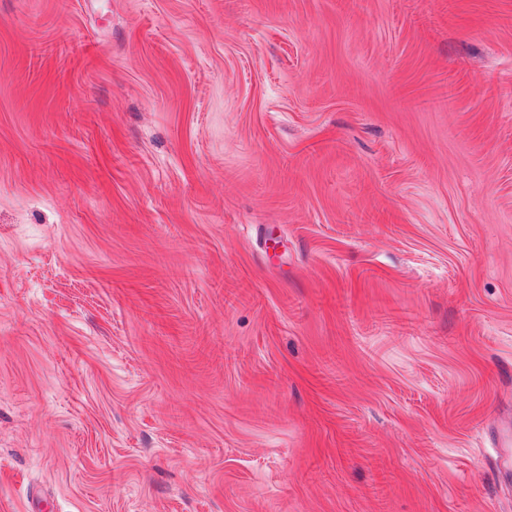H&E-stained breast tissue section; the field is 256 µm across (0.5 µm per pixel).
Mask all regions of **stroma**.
Returning <instances> with one entry per match:
<instances>
[{
  "mask_svg": "<svg viewBox=\"0 0 512 512\" xmlns=\"http://www.w3.org/2000/svg\"><path fill=\"white\" fill-rule=\"evenodd\" d=\"M512 0H0V512H512Z\"/></svg>",
  "mask_w": 512,
  "mask_h": 512,
  "instance_id": "1",
  "label": "stroma"
}]
</instances>
